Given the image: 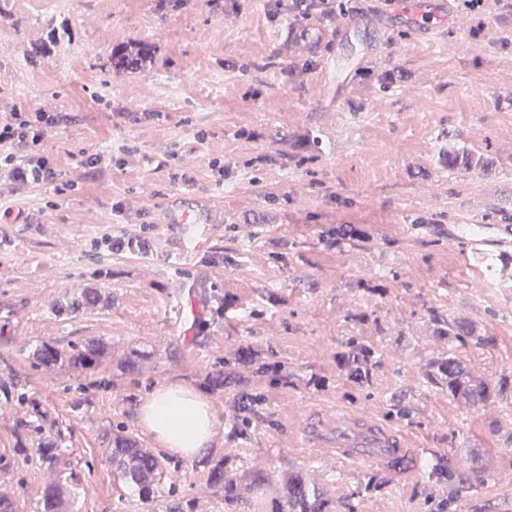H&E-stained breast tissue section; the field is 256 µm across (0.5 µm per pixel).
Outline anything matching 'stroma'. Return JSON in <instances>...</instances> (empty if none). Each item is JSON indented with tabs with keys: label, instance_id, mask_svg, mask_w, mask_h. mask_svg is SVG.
<instances>
[{
	"label": "stroma",
	"instance_id": "obj_1",
	"mask_svg": "<svg viewBox=\"0 0 512 512\" xmlns=\"http://www.w3.org/2000/svg\"><path fill=\"white\" fill-rule=\"evenodd\" d=\"M393 0H354L331 24L303 21L267 0H14L0 23V113L54 112L40 146L56 163L62 195L17 188L0 174V455L35 448L24 418L69 430V512H163L115 476L107 433L133 434L156 388L183 384L210 403L208 453L267 473L251 504L225 505L206 469L170 458L175 495L192 512H278L276 488L312 474L329 512H512V288L486 287V259L512 257V13L469 10L426 32L401 23ZM375 13L377 28H363ZM57 46L34 53L50 21ZM150 41L143 71L112 75V42ZM398 76L382 88L378 74ZM259 134L239 139V127ZM316 144L296 148L295 132ZM494 159L491 172L437 165L448 144ZM108 153L106 167L80 159ZM221 170H213L212 161ZM190 213L168 224L166 213ZM147 225L151 251L115 254L106 237ZM355 224L364 238L330 235ZM485 231L474 253L464 240ZM381 285L379 293L364 284ZM92 285L111 307L61 316L65 293ZM473 322L486 346L466 349L476 375L500 386L468 407L433 386L422 366L447 350L431 312ZM373 345L368 383L340 371L346 341ZM107 342L95 369L34 366L39 343ZM135 371L117 364L132 350ZM261 354L277 375L236 362ZM224 374L223 387L209 379ZM23 390L35 405L10 399ZM263 403L248 433H230L242 393ZM372 417L419 448L398 478L367 461H337L305 445L308 414ZM476 477L460 479L461 465ZM56 477L38 461L0 469L15 512H40Z\"/></svg>",
	"mask_w": 512,
	"mask_h": 512
}]
</instances>
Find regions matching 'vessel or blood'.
<instances>
[{"label":"vessel or blood","mask_w":512,"mask_h":512,"mask_svg":"<svg viewBox=\"0 0 512 512\" xmlns=\"http://www.w3.org/2000/svg\"><path fill=\"white\" fill-rule=\"evenodd\" d=\"M402 16L411 25L448 22V0H426L425 7H417L415 0H403L400 8ZM336 442L331 453L340 460L356 461L365 458L367 449H378V460L383 467L399 472L414 464L415 459L405 437L386 429L366 417H337Z\"/></svg>","instance_id":"b4317fda"}]
</instances>
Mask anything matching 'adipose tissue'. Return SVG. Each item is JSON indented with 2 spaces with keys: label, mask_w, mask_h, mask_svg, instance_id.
<instances>
[{
  "label": "adipose tissue",
  "mask_w": 512,
  "mask_h": 512,
  "mask_svg": "<svg viewBox=\"0 0 512 512\" xmlns=\"http://www.w3.org/2000/svg\"><path fill=\"white\" fill-rule=\"evenodd\" d=\"M138 421L162 448L181 458L207 448L215 426L205 397L179 384L155 389L141 405Z\"/></svg>",
  "instance_id": "adipose-tissue-1"
}]
</instances>
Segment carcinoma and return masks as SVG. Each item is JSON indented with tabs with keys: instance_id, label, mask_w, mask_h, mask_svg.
I'll use <instances>...</instances> for the list:
<instances>
[{
	"instance_id": "obj_1",
	"label": "carcinoma",
	"mask_w": 512,
	"mask_h": 512,
	"mask_svg": "<svg viewBox=\"0 0 512 512\" xmlns=\"http://www.w3.org/2000/svg\"><path fill=\"white\" fill-rule=\"evenodd\" d=\"M154 47L147 41L138 43L116 42L109 50L108 57L112 71L125 74L143 69V64L151 58ZM439 163L451 169L472 168L490 171L494 162L489 158L475 156L465 149L448 147L439 156ZM110 300L96 288H83L77 293L67 294L57 303V312L75 315L84 310L98 306L106 307ZM434 335L448 338V353L433 357L424 364L427 377L442 380L448 386V394L460 397L464 403L475 406L486 403L495 397L492 385L477 379L461 359L459 350L468 347H480L487 343L477 328L464 324L456 319L435 315ZM106 353V346L95 340L87 341L82 348L65 352L48 343L35 346L32 357L45 365H66L78 372L94 368L99 358ZM377 358V350L370 345L351 342L349 348L341 356V366L347 378L360 384L367 380L370 370ZM262 403L259 395L245 397L241 407V421L233 427L234 434H247L249 414L253 413ZM49 436L39 448L35 449L41 463L53 468L61 457L59 443L65 439L62 430L52 423L48 427ZM109 459L116 476L139 499L154 502L164 492L163 476L168 470L165 461L144 451L138 441L131 435H115L111 440ZM207 469L209 480L224 496V502L237 503L266 484V475L257 469L238 472V469L227 465L222 456L209 458L202 462ZM283 507L280 512H327L325 502L320 496L314 480L307 474L296 473L288 476L282 488ZM70 499L68 477L57 475L56 480L45 486L40 502L42 512H66V504Z\"/></svg>"
}]
</instances>
